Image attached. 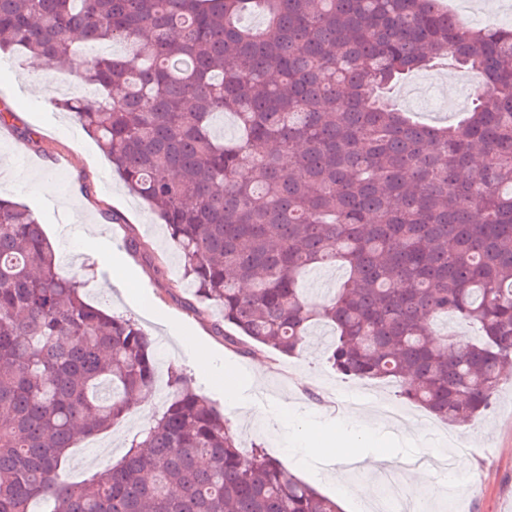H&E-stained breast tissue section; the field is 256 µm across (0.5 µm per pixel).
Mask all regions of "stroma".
Returning a JSON list of instances; mask_svg holds the SVG:
<instances>
[{
    "instance_id": "obj_1",
    "label": "stroma",
    "mask_w": 512,
    "mask_h": 512,
    "mask_svg": "<svg viewBox=\"0 0 512 512\" xmlns=\"http://www.w3.org/2000/svg\"><path fill=\"white\" fill-rule=\"evenodd\" d=\"M11 61V68L0 70V108L16 114L9 126H0V196L34 207L64 271L84 281L86 301L138 320L156 349L157 394L99 434V447L71 449L69 477L83 480L119 460L161 410L172 392L169 376L178 369L193 390L224 413L243 452L262 447L326 496L336 497L342 486L375 482L382 465L389 464L406 491L421 481L430 485L428 512H512V379L499 388L490 411L455 431L472 460L466 474L431 467V460L455 456L445 438L448 425L401 400L384 383L373 384L364 411L373 413L376 400L384 399L401 407L402 420L362 434L352 448L361 463L317 461L310 441L295 435L301 418L335 424L333 398L362 387L328 364L329 327L315 323L308 346L292 357L268 349L242 355L225 344L214 330L218 308L195 299L165 225L128 193L74 117L56 106L54 83H73V74L53 71L51 83L40 87L31 77L43 66L40 59L16 54ZM467 81L456 69L419 71L393 96L419 122L447 125L474 99ZM25 130L33 132L39 148L23 140ZM133 238L147 241V249L131 254ZM203 348L213 356L207 369L198 363ZM233 371L238 377L226 385L224 375ZM409 422L417 426L414 443L401 436Z\"/></svg>"
}]
</instances>
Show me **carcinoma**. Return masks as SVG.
<instances>
[{"label": "carcinoma", "instance_id": "1", "mask_svg": "<svg viewBox=\"0 0 512 512\" xmlns=\"http://www.w3.org/2000/svg\"><path fill=\"white\" fill-rule=\"evenodd\" d=\"M251 12L264 28L241 24ZM77 32L124 53L82 55ZM5 52L100 92L94 111L76 89L56 105L165 224L229 345L293 356L322 320L338 373L396 383L450 425L491 407L512 361V29L440 0H0ZM442 60L490 92L459 122L384 98ZM329 265L346 279L311 308L299 278ZM448 315L480 338L436 335ZM170 384L118 462L65 478L70 449L154 392L152 340L89 304L39 215L0 197V512H341L265 452L244 459L182 373Z\"/></svg>", "mask_w": 512, "mask_h": 512}]
</instances>
